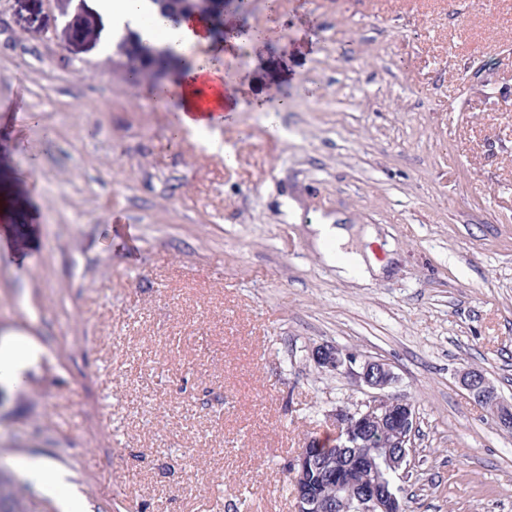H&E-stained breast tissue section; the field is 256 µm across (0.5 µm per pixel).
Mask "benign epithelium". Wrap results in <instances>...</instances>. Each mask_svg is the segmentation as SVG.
Returning <instances> with one entry per match:
<instances>
[{
	"label": "benign epithelium",
	"instance_id": "benign-epithelium-1",
	"mask_svg": "<svg viewBox=\"0 0 512 512\" xmlns=\"http://www.w3.org/2000/svg\"><path fill=\"white\" fill-rule=\"evenodd\" d=\"M311 360L320 370L350 378L369 396L364 406L338 408L332 414L336 427V446L361 448L376 445L384 452L372 457L350 454L341 463L326 465L307 442L296 459L299 472L292 477L296 485V512H323L321 496L304 485L305 474H320L336 479V500L342 512H404L395 479L410 467L418 416L412 401L390 393L398 375L383 359L323 343L312 348ZM459 381L477 401L488 403L500 426H512V405L504 402L485 375L477 370L461 372Z\"/></svg>",
	"mask_w": 512,
	"mask_h": 512
}]
</instances>
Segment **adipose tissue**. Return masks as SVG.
<instances>
[{"label":"adipose tissue","mask_w":512,"mask_h":512,"mask_svg":"<svg viewBox=\"0 0 512 512\" xmlns=\"http://www.w3.org/2000/svg\"><path fill=\"white\" fill-rule=\"evenodd\" d=\"M95 8L104 19L101 48L105 51L130 30L137 31L145 42L168 44L180 51L208 43L210 39V27L205 21L194 18L180 27H171L151 10L148 0H95ZM206 76L220 79L224 72L217 64L201 57L194 62L188 78L177 85L176 92L183 104L178 112L180 128L205 132L229 121L236 107V94L232 91L214 90L215 111H198L196 99L201 90L200 80ZM314 230L324 259L335 264L342 276L358 280L365 277L367 270H380V263L365 266L360 254L348 251L349 235L341 225L323 223L315 225Z\"/></svg>","instance_id":"adipose-tissue-1"}]
</instances>
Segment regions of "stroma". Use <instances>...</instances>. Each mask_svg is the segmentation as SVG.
<instances>
[{"label": "stroma", "instance_id": "obj_1", "mask_svg": "<svg viewBox=\"0 0 512 512\" xmlns=\"http://www.w3.org/2000/svg\"><path fill=\"white\" fill-rule=\"evenodd\" d=\"M242 106L209 151L178 96L100 55L91 0H0V488L67 473L34 512H295L285 486L331 413L364 404L311 348L390 362L418 432L406 512H512V0H249L224 31ZM382 273L339 275L313 225ZM40 242L28 244V225ZM36 350L30 343L21 341H12L0 345V377L13 376L21 366L34 358ZM459 381L463 388L477 401L490 408L497 422L505 429V425L512 426V406L497 397L485 375L477 370L462 371ZM491 399L488 404L486 400ZM15 467L27 480L48 492L65 485V474L46 458L17 460Z\"/></svg>", "mask_w": 512, "mask_h": 512}]
</instances>
